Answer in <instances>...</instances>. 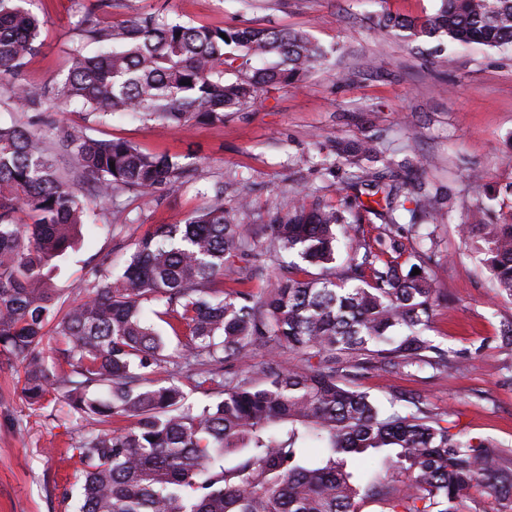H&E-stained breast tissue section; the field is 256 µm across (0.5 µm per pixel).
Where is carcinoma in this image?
Wrapping results in <instances>:
<instances>
[{
	"label": "carcinoma",
	"mask_w": 512,
	"mask_h": 512,
	"mask_svg": "<svg viewBox=\"0 0 512 512\" xmlns=\"http://www.w3.org/2000/svg\"><path fill=\"white\" fill-rule=\"evenodd\" d=\"M26 2L0 0V74L17 76L38 49L46 20ZM80 24L98 50L72 49L59 100L93 117L133 112L222 125L224 113L267 87L301 81L324 56L304 32L186 26L151 11L103 25L88 7ZM379 24L414 42L501 48L512 46V0H439L423 18L384 15ZM268 56L271 66L252 68ZM10 98L37 111L48 93L16 82ZM57 149L103 207L122 191L146 199L187 173L167 154L80 129L63 131ZM379 152L372 139L338 142L330 166L351 168L354 187L364 178L360 158ZM375 188L384 193L379 210L296 194L270 217L262 250L218 189L186 223L141 238L115 279L97 275L87 296L66 307L52 273L87 212L43 136L0 125V354L25 365L30 405L56 392L92 425L71 449L83 477L77 512H460L466 497L512 512L511 449L469 435L419 395L396 392L382 405L357 389L370 371L449 370L462 359L425 334L437 302L434 252L419 247L405 271L400 241L364 235L337 262L338 233L362 223L364 212L420 241L433 202L450 213L447 194L425 193L403 227L395 216L405 208L401 188L379 179ZM463 236L512 297V210L497 224L467 225ZM284 252L307 267L288 263L262 298L224 294V276L260 278ZM48 327L59 341L49 361L40 355ZM257 348L269 355L260 381L224 376V364L244 363ZM283 348L299 367H280ZM188 378L206 398L198 407L187 403ZM119 420L127 425L113 427ZM357 458L366 466L352 468Z\"/></svg>",
	"instance_id": "carcinoma-1"
}]
</instances>
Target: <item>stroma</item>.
Returning <instances> with one entry per match:
<instances>
[{"label":"stroma","instance_id":"stroma-1","mask_svg":"<svg viewBox=\"0 0 512 512\" xmlns=\"http://www.w3.org/2000/svg\"><path fill=\"white\" fill-rule=\"evenodd\" d=\"M80 2L30 0L29 9L48 24L19 81L57 92L69 51L83 39ZM436 7V0H112L100 6L96 15L104 23L148 10L193 26L302 30L330 54L301 83L261 93L254 104L225 113L220 125L98 119L77 102L24 111L0 92L2 125L36 129L51 143L81 126L91 138L125 140L189 167L181 182L157 189L147 207L124 192L108 212L87 184H77L93 227L53 273L63 300H80L95 270L121 265L157 226L185 223L211 204L216 189H223L225 204L250 202L237 219L256 225L263 243L270 213L295 192L335 206L367 198L368 187L348 188L344 168L329 173L323 161L336 140L371 138L383 157L364 160L366 169L385 173L410 194L443 188L451 196V218L429 225L439 260L435 286L448 297L429 334L469 358L457 371H372L357 387L382 401L397 391L420 393L435 411L458 417L466 432L512 448V384L503 380L512 355L499 341L502 324L512 320V298L498 293L458 230L474 223L489 197L505 200L512 184V48L407 42L377 25L383 12L422 17ZM23 382V364L1 357L0 512H76L81 476L67 450L89 424L52 395L33 409Z\"/></svg>","mask_w":512,"mask_h":512}]
</instances>
